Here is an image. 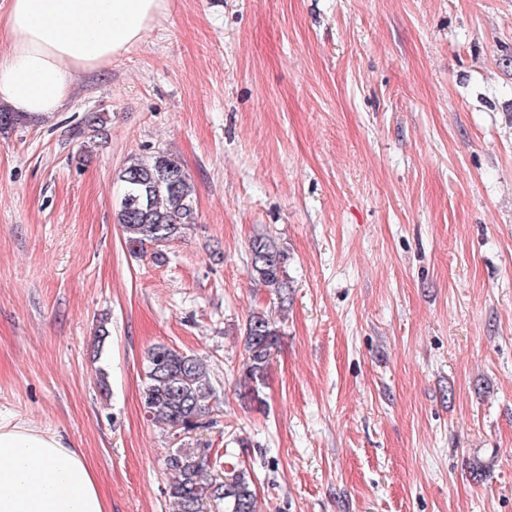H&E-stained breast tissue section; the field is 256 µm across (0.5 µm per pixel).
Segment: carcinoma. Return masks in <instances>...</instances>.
Segmentation results:
<instances>
[{
  "label": "carcinoma",
  "instance_id": "obj_1",
  "mask_svg": "<svg viewBox=\"0 0 512 512\" xmlns=\"http://www.w3.org/2000/svg\"><path fill=\"white\" fill-rule=\"evenodd\" d=\"M42 120L0 109V135L29 120ZM122 194L117 208L124 240L132 253L145 245H159L183 237L195 223L194 185L181 165L165 152L132 160L120 173ZM252 281L288 302L284 251L271 236L257 234L249 241ZM245 358L239 385L242 398L265 405L262 388L280 330L263 312L249 316L244 332ZM214 390L204 362L195 355L162 344L148 348L141 403L148 420L189 435L203 427ZM169 475L166 495L177 512H257L254 482L248 469L224 461V454L208 448H174L164 459Z\"/></svg>",
  "mask_w": 512,
  "mask_h": 512
}]
</instances>
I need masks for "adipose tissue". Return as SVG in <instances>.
Returning a JSON list of instances; mask_svg holds the SVG:
<instances>
[{"mask_svg":"<svg viewBox=\"0 0 512 512\" xmlns=\"http://www.w3.org/2000/svg\"><path fill=\"white\" fill-rule=\"evenodd\" d=\"M168 0H10L0 31V105L47 115L78 75L141 43ZM0 512H107L98 479L55 434L0 417Z\"/></svg>","mask_w":512,"mask_h":512,"instance_id":"adipose-tissue-1","label":"adipose tissue"}]
</instances>
